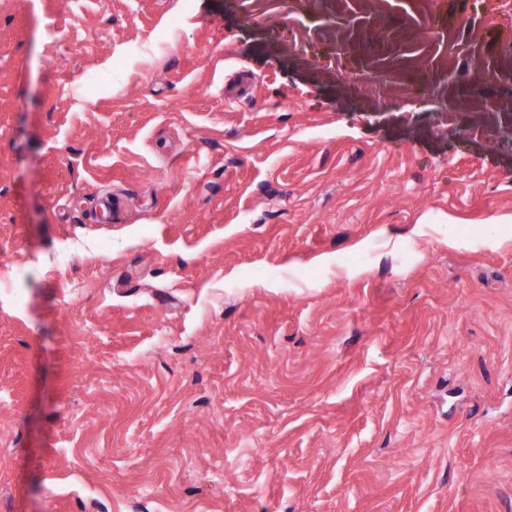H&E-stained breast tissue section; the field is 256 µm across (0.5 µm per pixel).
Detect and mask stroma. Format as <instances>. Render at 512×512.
<instances>
[{
	"label": "stroma",
	"instance_id": "obj_1",
	"mask_svg": "<svg viewBox=\"0 0 512 512\" xmlns=\"http://www.w3.org/2000/svg\"><path fill=\"white\" fill-rule=\"evenodd\" d=\"M326 2L0 0V512H512V0Z\"/></svg>",
	"mask_w": 512,
	"mask_h": 512
}]
</instances>
